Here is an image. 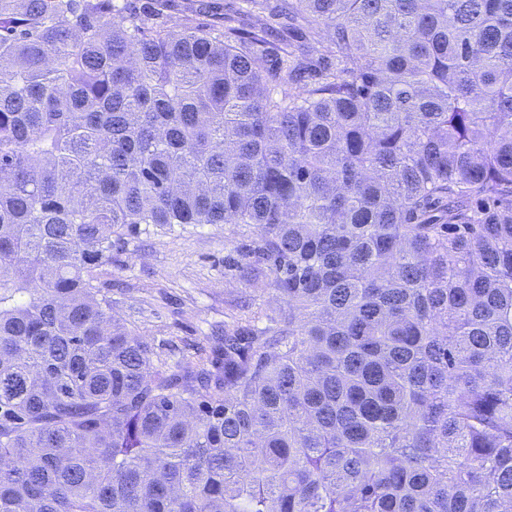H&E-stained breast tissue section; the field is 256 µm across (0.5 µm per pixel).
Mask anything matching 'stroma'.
Segmentation results:
<instances>
[{"label": "stroma", "mask_w": 512, "mask_h": 512, "mask_svg": "<svg viewBox=\"0 0 512 512\" xmlns=\"http://www.w3.org/2000/svg\"><path fill=\"white\" fill-rule=\"evenodd\" d=\"M255 237L234 224L150 226L117 241L101 279L112 287V312L171 365L223 333L249 295L275 309L271 287L250 288L228 261Z\"/></svg>", "instance_id": "35a3bbf8"}]
</instances>
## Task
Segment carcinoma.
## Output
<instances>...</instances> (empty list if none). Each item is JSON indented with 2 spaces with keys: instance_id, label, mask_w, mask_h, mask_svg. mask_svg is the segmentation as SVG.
<instances>
[{
  "instance_id": "1",
  "label": "carcinoma",
  "mask_w": 512,
  "mask_h": 512,
  "mask_svg": "<svg viewBox=\"0 0 512 512\" xmlns=\"http://www.w3.org/2000/svg\"><path fill=\"white\" fill-rule=\"evenodd\" d=\"M168 2L0 0V512H512V0ZM142 224L282 306L170 366ZM210 1H218L219 9L210 8ZM174 5V11L171 12L173 22L177 21L183 15H192L203 23H213L218 20L219 14L241 12L246 10V2L243 0H174L170 2ZM218 14V15H217Z\"/></svg>"
}]
</instances>
